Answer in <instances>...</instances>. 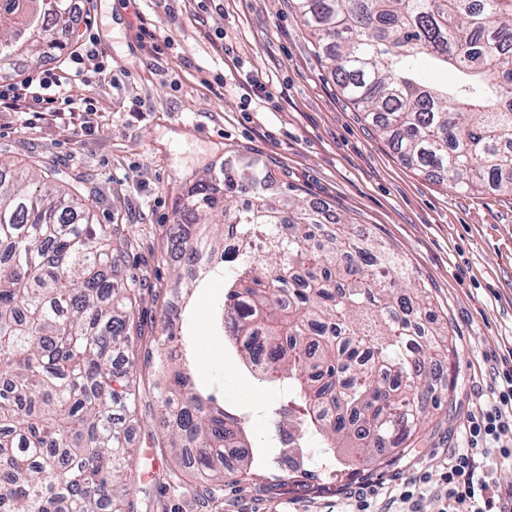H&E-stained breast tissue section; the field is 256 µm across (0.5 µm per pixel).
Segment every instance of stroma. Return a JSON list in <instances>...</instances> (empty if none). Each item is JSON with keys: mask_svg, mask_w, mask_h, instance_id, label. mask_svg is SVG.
I'll list each match as a JSON object with an SVG mask.
<instances>
[{"mask_svg": "<svg viewBox=\"0 0 512 512\" xmlns=\"http://www.w3.org/2000/svg\"><path fill=\"white\" fill-rule=\"evenodd\" d=\"M144 19L163 28L160 50L141 40ZM88 31L100 53L81 68L103 64L109 74L72 93L95 111L94 127L76 139L56 121L29 125L22 114L0 112V158H36L60 178L82 177L98 201V223L127 226L124 271L143 284L142 350L156 347L155 295L173 278L166 231L176 198L230 151L260 158L305 204L368 227L425 282L454 347L448 403L431 411L421 438L389 466L338 483L330 479L333 456L314 455L307 474H293L285 449L253 447L251 477L208 503L196 487L169 486L170 468L152 446L155 420L144 416L133 493L141 512H353L348 493L359 483L373 485L374 512H440V472L464 447L463 423L512 350V193L446 187L404 164L340 95L293 0H93ZM223 295L217 280L189 301L198 313L199 371L253 437L273 438L267 409L283 404V394L208 330L210 306ZM422 476L428 483L415 505L393 501L396 488Z\"/></svg>", "mask_w": 512, "mask_h": 512, "instance_id": "obj_1", "label": "stroma"}]
</instances>
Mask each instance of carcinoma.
I'll return each mask as SVG.
<instances>
[{
  "mask_svg": "<svg viewBox=\"0 0 512 512\" xmlns=\"http://www.w3.org/2000/svg\"><path fill=\"white\" fill-rule=\"evenodd\" d=\"M342 95L411 167L454 188L512 191V0H294ZM70 0H8L0 60L63 47ZM425 59L457 82L428 80ZM177 207L168 237L187 297L213 278L216 335L260 337L240 357L302 408L297 444L343 452L332 479L393 462L448 398L449 331L395 253L224 160ZM127 227L95 223L76 181L0 160V512H138V286L120 281ZM153 360L154 447L177 470L239 481L245 419L197 381L177 308Z\"/></svg>",
  "mask_w": 512,
  "mask_h": 512,
  "instance_id": "1",
  "label": "carcinoma"
}]
</instances>
